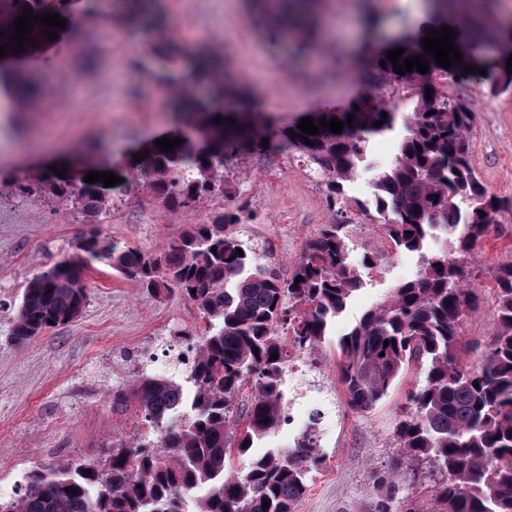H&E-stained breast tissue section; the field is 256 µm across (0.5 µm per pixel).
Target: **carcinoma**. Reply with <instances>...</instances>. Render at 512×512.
<instances>
[{
  "label": "carcinoma",
  "instance_id": "1",
  "mask_svg": "<svg viewBox=\"0 0 512 512\" xmlns=\"http://www.w3.org/2000/svg\"><path fill=\"white\" fill-rule=\"evenodd\" d=\"M91 2L0 0V31L7 34L0 45L11 41L13 21L26 6L36 15L51 11L66 19V29H54L57 40L44 38L43 26L35 25L29 37L36 45L26 41L23 51L5 57L1 94L29 95L16 65L62 44L76 46L84 21L94 14ZM433 3L424 26L392 41L391 49H405L399 63L420 55L433 71L459 76L462 66H479L493 88H511L506 60L512 53L486 57L482 21L472 16L465 29L448 19V0ZM444 26L454 29V45L463 55L449 70L422 46L428 31ZM153 50L180 63L169 81L190 94V100L178 97L173 103L183 143L165 152L151 143L145 147L149 156L137 162L143 184L171 209L224 190V157L246 145L261 150L262 139L273 137L327 179L331 205H343V183L366 161L368 137L393 129L398 119L383 101L366 94L345 107L309 113L316 125L322 118L345 123L353 115L355 120L340 134L319 129L307 145L295 122L276 130L271 119L245 105L237 112L216 109L215 103L232 95L230 87L212 79L213 64L189 47L164 38ZM367 63L398 85H416L415 72L393 71L384 50L369 53ZM218 116L223 121L216 122ZM381 119L384 124L374 126ZM404 122L406 136L394 163L377 174L373 195L379 227L394 251L421 254V265L339 338L337 380L348 407L369 412L408 367H417L418 379L397 415L394 436L406 473L415 475L426 462L443 480L429 505L414 512H512V264L492 275L493 331L482 362L472 364L461 332L463 317L476 309L468 273L448 252L428 251L433 229L453 238L457 252L473 251L512 201L488 194L476 176L467 137L473 115L464 104L423 96ZM110 171L124 182L106 187L82 177L55 176L52 186L85 210L99 212L112 194L130 184L124 166L114 163ZM236 223L237 215L227 210L192 225L152 254L93 230L78 240L73 256L29 281L12 323L10 339L16 342L76 319L87 300L82 271L95 263L152 295L177 293L190 300L205 327L193 337L191 350L178 354L181 370L160 376L140 361L128 387L113 393L112 411H134L146 425L145 434L113 440L105 469L71 461L30 471L21 492L0 498V512H294L322 456L321 443L306 433L283 453L269 448L254 454L252 449L288 422L282 388L288 345L302 349L321 343L329 323L362 286L361 270L373 269L382 257L366 253L361 265L354 264L345 225L325 224L282 278L261 263L253 248L224 233L226 225ZM247 385L251 398L238 406V394ZM233 455L250 457L247 468L233 471ZM264 501L270 503L266 509Z\"/></svg>",
  "mask_w": 512,
  "mask_h": 512
}]
</instances>
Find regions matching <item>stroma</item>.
Returning <instances> with one entry per match:
<instances>
[{
	"instance_id": "1",
	"label": "stroma",
	"mask_w": 512,
	"mask_h": 512,
	"mask_svg": "<svg viewBox=\"0 0 512 512\" xmlns=\"http://www.w3.org/2000/svg\"><path fill=\"white\" fill-rule=\"evenodd\" d=\"M103 2L88 18L79 45L28 63L24 77L37 93L20 111H0V131L17 127L44 143L118 152L179 130L163 78L171 64L152 51L157 33L132 32L116 15L114 0ZM149 2L178 41L195 50L221 49L234 88L252 101L269 102L279 120L368 93L404 116L419 98L417 90L388 82L366 62L368 45L384 46L421 21V14L401 9L400 0H321L317 47L303 55L291 43L271 42L254 0ZM373 16L380 21L375 29L368 26ZM489 87L480 74L461 79L440 73L430 85L471 110L468 137L476 172L489 194L512 200V89L494 95ZM405 133L399 123L371 138L365 163L344 185L340 209L330 205L322 179L295 152L253 151L226 157L223 191L189 207L166 208L142 187L114 195L106 211L90 214L45 182L55 157L27 161L0 145V496L17 493L33 468L94 460L116 437L143 432L134 412H113V386L131 378L132 356L178 353L176 331L195 333L203 324L193 302L176 294L151 296L112 268L96 265L83 273L88 300L77 319L16 343L9 338L12 317L33 277L73 254L76 240L91 229L152 253L226 210L240 215L227 234L264 248L266 265L285 277L322 225L347 224L352 261L376 247L385 261L364 271V288L314 349L322 368L336 374L338 339L417 270L415 255L392 250L373 201V178L393 162ZM465 262L479 299L477 312L462 325L472 344L468 359L475 362L493 328L491 273L512 263V209L501 212ZM411 384L404 377L369 412L351 410L341 391L320 403L325 456L295 512H377L382 503L388 512H407L411 502L427 498L432 473L390 481L397 462L393 428Z\"/></svg>"
}]
</instances>
